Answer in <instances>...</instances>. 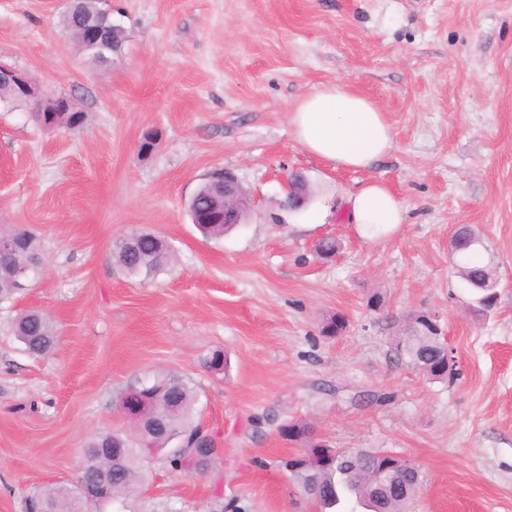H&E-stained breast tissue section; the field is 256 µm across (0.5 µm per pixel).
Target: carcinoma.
I'll list each match as a JSON object with an SVG mask.
<instances>
[{
    "instance_id": "cac0c4a2",
    "label": "carcinoma",
    "mask_w": 512,
    "mask_h": 512,
    "mask_svg": "<svg viewBox=\"0 0 512 512\" xmlns=\"http://www.w3.org/2000/svg\"><path fill=\"white\" fill-rule=\"evenodd\" d=\"M97 0H82L77 9L63 15L62 24L65 33L77 38L80 26L88 17L97 12ZM214 189L210 181L201 185L196 199V211L203 215L214 214ZM0 236L17 242V250L10 265L0 268V304L15 300L22 289L16 287L17 274L27 266L37 262L40 244L34 234L21 228L0 230ZM135 242L132 246L124 245L120 240L113 246L112 260L121 269L131 275L151 276L161 271L172 261V250L165 240L149 232L132 233ZM456 253L460 255L458 268L462 278L471 286L487 285L479 292L477 304L482 310L494 308L495 296L492 295L494 280L492 273L485 266L472 265L467 262L468 253L481 244V239L468 226L457 228L452 236ZM346 327L345 318L332 315L321 326L325 337L339 335ZM12 334L23 344L24 350L34 356L47 354L56 341L53 326L48 318L36 311H27L17 315L10 323ZM396 354L409 362L413 368L431 379L452 380L454 368L445 356L441 332L427 320V313L412 315L407 323V335L398 337ZM152 402L166 418L170 426L167 435L149 437L153 447H164L172 440L184 441L193 434L195 426L191 417L194 405L192 387L183 378L175 374H161L152 378ZM94 448H126L130 458L117 457L108 461L101 457L97 465L102 468L112 467L115 473L112 481V501L123 498L141 476L143 463L140 462L139 449L132 446L124 436L105 433L91 440L86 452ZM387 463L385 456L367 450H338L327 463L308 474L303 470L297 472L302 480H312L314 489L311 497L319 512H333L343 501L354 496L373 512H408L415 487L411 484L412 474L404 471L401 484L394 488L379 489L373 482L372 470ZM53 506L57 512H87L90 505L83 504L77 490L65 486L38 489L31 494Z\"/></svg>"
}]
</instances>
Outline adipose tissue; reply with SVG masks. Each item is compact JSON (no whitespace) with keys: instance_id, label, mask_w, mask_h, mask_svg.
Segmentation results:
<instances>
[{"instance_id":"obj_1","label":"adipose tissue","mask_w":512,"mask_h":512,"mask_svg":"<svg viewBox=\"0 0 512 512\" xmlns=\"http://www.w3.org/2000/svg\"><path fill=\"white\" fill-rule=\"evenodd\" d=\"M296 141L337 168L367 169L394 147L393 129L375 103L342 84L302 96L289 113ZM360 236L378 240L407 221V210L380 180L363 183L345 200Z\"/></svg>"}]
</instances>
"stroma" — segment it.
I'll list each match as a JSON object with an SVG mask.
<instances>
[{
	"instance_id": "35a3bbf8",
	"label": "stroma",
	"mask_w": 512,
	"mask_h": 512,
	"mask_svg": "<svg viewBox=\"0 0 512 512\" xmlns=\"http://www.w3.org/2000/svg\"><path fill=\"white\" fill-rule=\"evenodd\" d=\"M121 53L92 65L62 32L67 0H0V64L71 99L80 126L42 129L0 103V225L35 233L38 276L0 308V512L75 488L87 443L135 437L117 405L159 371L189 382L193 420L224 453L205 475L164 454L119 512H313L281 465L300 420L342 450L399 454L421 484L411 512H512V0H111ZM341 83L384 112L395 147L371 168L309 155L294 102ZM156 151L140 156L144 131ZM246 189V224L204 237L186 203L214 170ZM308 196L284 208L288 178ZM383 180L407 222L372 242L344 198ZM475 227L497 283L487 314L457 272L456 226ZM175 260L146 279L112 260L132 231ZM339 249L319 258L316 244ZM380 308L369 305L372 297ZM38 310L57 343L34 358L10 331ZM417 311L455 362L434 380L394 347ZM336 337L321 335L334 314ZM222 351L226 364L206 361Z\"/></svg>"
}]
</instances>
